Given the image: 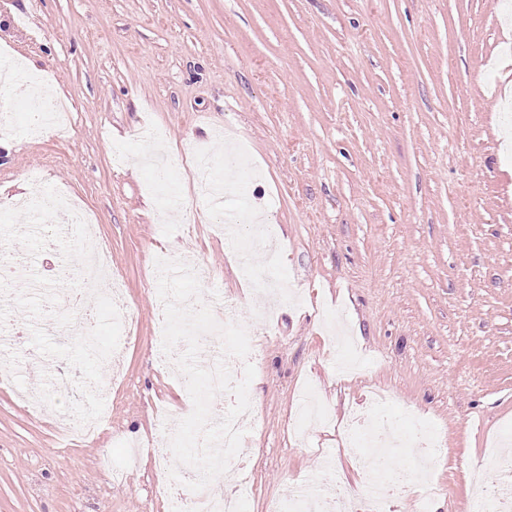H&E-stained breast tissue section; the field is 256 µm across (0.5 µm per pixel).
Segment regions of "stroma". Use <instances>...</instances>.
<instances>
[{
    "instance_id": "obj_1",
    "label": "stroma",
    "mask_w": 512,
    "mask_h": 512,
    "mask_svg": "<svg viewBox=\"0 0 512 512\" xmlns=\"http://www.w3.org/2000/svg\"><path fill=\"white\" fill-rule=\"evenodd\" d=\"M17 85L39 76L70 107L69 132L33 134L27 105L0 111V202L39 183L95 218L125 279L139 338L103 367L112 414L65 441L22 390L59 360L11 351L0 384V512H173L158 464L129 445L168 433L155 407L192 410L155 361L159 252L192 251L204 300L231 299L250 339L254 420L244 512L295 504L316 476L360 498L375 476L440 488L461 512L474 477L502 474L487 450L512 428V0H0V55ZM232 129L248 151L251 207L273 226L283 288L267 297L223 210L189 175L193 151ZM182 216H165V209ZM400 434L419 417L442 442L430 464L408 447L342 440L374 392Z\"/></svg>"
}]
</instances>
